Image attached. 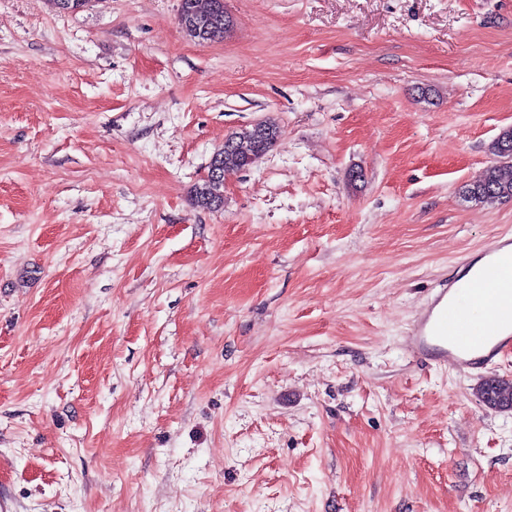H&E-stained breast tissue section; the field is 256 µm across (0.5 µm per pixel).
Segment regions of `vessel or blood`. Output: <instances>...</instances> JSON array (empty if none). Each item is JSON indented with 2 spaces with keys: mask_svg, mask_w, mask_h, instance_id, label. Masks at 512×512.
<instances>
[{
  "mask_svg": "<svg viewBox=\"0 0 512 512\" xmlns=\"http://www.w3.org/2000/svg\"><path fill=\"white\" fill-rule=\"evenodd\" d=\"M466 285L456 275L432 296L414 321L406 349L459 374H479L512 355V236L488 245Z\"/></svg>",
  "mask_w": 512,
  "mask_h": 512,
  "instance_id": "b4317fda",
  "label": "vessel or blood"
}]
</instances>
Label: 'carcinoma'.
<instances>
[{
	"instance_id": "carcinoma-1",
	"label": "carcinoma",
	"mask_w": 512,
	"mask_h": 512,
	"mask_svg": "<svg viewBox=\"0 0 512 512\" xmlns=\"http://www.w3.org/2000/svg\"><path fill=\"white\" fill-rule=\"evenodd\" d=\"M179 24L193 26L194 39L207 42L224 33L230 19L224 13V0H181ZM280 136L279 127L271 121H262L251 127L233 132L224 139V148L210 159V164L221 172L215 176L209 170L195 188L194 204L202 209H216L224 204V176L230 170L251 167L268 153ZM494 150L499 157L512 156V129L502 131ZM464 196L478 203H505L512 201V165L497 163L484 169L464 187ZM480 400L488 407L499 410L512 409V382L490 378L477 389Z\"/></svg>"
}]
</instances>
